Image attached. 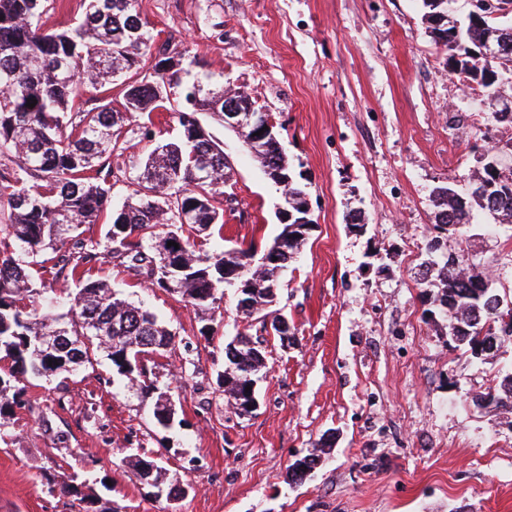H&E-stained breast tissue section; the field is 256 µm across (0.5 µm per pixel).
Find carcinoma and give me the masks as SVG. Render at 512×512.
Listing matches in <instances>:
<instances>
[{"mask_svg": "<svg viewBox=\"0 0 512 512\" xmlns=\"http://www.w3.org/2000/svg\"><path fill=\"white\" fill-rule=\"evenodd\" d=\"M457 0H422L423 18L431 33L436 24L448 33L452 71L468 86L484 92L492 105L501 99L500 83L512 75V23L489 14L474 19L461 13ZM84 11L66 29L44 26L46 0H0V154L15 167L0 171V420L22 404L27 378L68 377L76 367L94 365L92 355L106 352L121 376L134 372L140 389L154 393L140 366L145 355L162 356L175 334L141 305L123 298L103 279L91 274L95 245L81 237L84 224L104 220L109 257L148 279L157 288L178 295L201 312L203 328L215 321L227 281L234 288H255L251 310L243 313L255 334L237 333L224 343V371L218 375L227 405L239 406L256 393V375L266 368V322L286 318L271 306L280 286L279 268L288 267L305 244L300 224H285L268 248L273 253L288 239L284 263L261 269L249 265L250 251L205 249L200 235L224 226L228 163L224 149L208 135L200 112L224 115V77L198 70L196 58L158 44L135 7V0H83ZM496 32V52L480 46L488 30ZM148 65L141 81L128 85L122 109L108 103L84 110L83 86L96 88L125 70ZM181 100L176 137L157 144L143 159V190L134 191L122 207L112 205V184L102 177L119 148L122 123L135 112L166 109L171 96ZM37 100L35 106L28 103ZM260 164L288 159L280 141L269 138L247 146ZM467 188L438 186L433 190L434 228L446 231L491 219L512 224V174L495 154L465 179ZM288 207L308 218L304 189L292 182L280 188ZM167 226L159 233L156 228ZM174 241L178 247L167 245ZM25 254L33 263L25 264ZM419 285L438 289L448 336L471 352L477 345L497 352L512 344V308L498 306L497 291L480 264L465 250L440 251L432 239ZM39 267L35 284L31 265ZM60 279L74 288L49 295L46 284ZM54 331L65 337L47 352L40 337ZM251 390H245V387ZM496 407L512 410V373L499 388L487 392ZM313 452L288 467V478L300 483L316 468ZM138 481L156 495L182 494L166 487L162 467L153 459L131 461Z\"/></svg>", "mask_w": 512, "mask_h": 512, "instance_id": "carcinoma-1", "label": "carcinoma"}]
</instances>
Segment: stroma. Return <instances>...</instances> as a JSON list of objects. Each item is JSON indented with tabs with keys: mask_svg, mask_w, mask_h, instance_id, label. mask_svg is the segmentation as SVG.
<instances>
[{
	"mask_svg": "<svg viewBox=\"0 0 512 512\" xmlns=\"http://www.w3.org/2000/svg\"><path fill=\"white\" fill-rule=\"evenodd\" d=\"M157 42L188 49L272 114L314 225L282 276L291 334L270 337L259 408L239 416L217 385L224 343L245 323L225 294L215 334L198 312L113 265L102 224L94 277L156 314L175 335L144 358L180 423L156 425L154 395L112 376L105 353L66 379L38 380L0 426V512H83L84 498L119 512H512V412L474 403L512 369V345L477 360L455 347L418 274L433 237L435 187L477 169L482 126L421 0H137ZM199 120L232 166L224 246L264 252L280 233V193L239 136ZM151 127L155 138L143 137ZM176 112L136 114L112 155V197L138 187L154 141L174 138ZM360 226H351L352 216ZM489 270L512 297V224L442 237ZM299 484L288 467L315 448ZM158 459L176 502L155 498L128 461ZM77 495L48 492L44 475Z\"/></svg>",
	"mask_w": 512,
	"mask_h": 512,
	"instance_id": "1",
	"label": "stroma"
}]
</instances>
